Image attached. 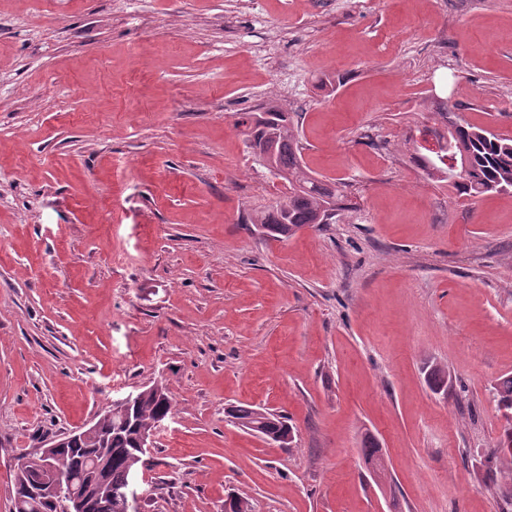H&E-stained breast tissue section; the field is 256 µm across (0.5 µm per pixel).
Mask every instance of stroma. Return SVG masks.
Here are the masks:
<instances>
[{"label": "stroma", "mask_w": 512, "mask_h": 512, "mask_svg": "<svg viewBox=\"0 0 512 512\" xmlns=\"http://www.w3.org/2000/svg\"><path fill=\"white\" fill-rule=\"evenodd\" d=\"M435 94L512 136V0H0V512L17 456L158 380L174 410L142 512H512L484 466L512 194L411 161ZM268 102L352 186L283 241L244 223L287 193L238 124ZM238 406L285 415L293 443ZM265 409L253 407H236L229 412V417L240 429L253 433L275 444H290L293 440V427L288 424L286 417L276 413H269L270 417H262L261 411ZM265 418L266 421H262ZM260 424L257 427L253 426ZM292 437L290 439L289 436Z\"/></svg>", "instance_id": "35a3bbf8"}]
</instances>
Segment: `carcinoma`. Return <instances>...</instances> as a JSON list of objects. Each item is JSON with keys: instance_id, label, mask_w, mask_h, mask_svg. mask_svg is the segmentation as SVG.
Instances as JSON below:
<instances>
[{"instance_id": "carcinoma-1", "label": "carcinoma", "mask_w": 512, "mask_h": 512, "mask_svg": "<svg viewBox=\"0 0 512 512\" xmlns=\"http://www.w3.org/2000/svg\"><path fill=\"white\" fill-rule=\"evenodd\" d=\"M457 107L433 103L430 111L432 125L424 135L434 137L439 150L409 138L410 159L426 178L439 187L454 189L472 197L488 192L512 191V137L494 134L482 127L462 124L453 119ZM241 124L247 127L246 145L255 162L275 170V177L288 183V195L271 211H256L247 223L275 240L288 239L305 225L330 224L341 208L347 184L334 180H319L303 162V146L294 132L287 112L269 105L260 112H248ZM431 389L438 393L448 390V370L433 366L428 373ZM498 407L512 415V376L500 379L494 387ZM173 399L169 391L144 393L130 411L112 404L99 417V428L58 452L46 461L28 452L20 454L13 472L12 489L44 485L56 475L81 479L93 463L99 448L110 449L106 476L114 489L122 488L131 473L143 465L135 450L139 431H150L160 418L172 414ZM240 429L275 444H289L293 427L286 417L272 413L264 419L261 409L237 407L229 412ZM491 472L502 474V492L512 498V432L504 430L496 447L485 459ZM14 512H55L49 501L24 498Z\"/></svg>"}]
</instances>
